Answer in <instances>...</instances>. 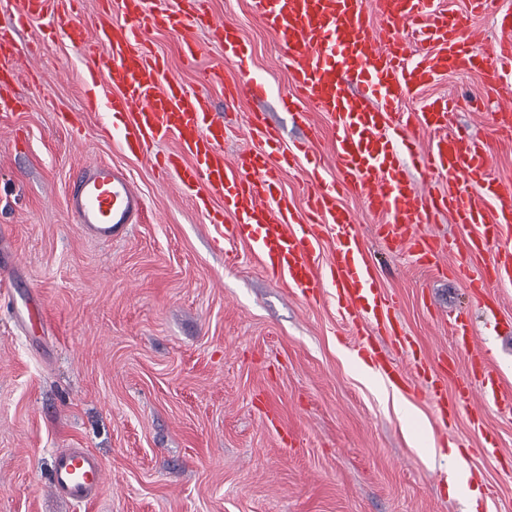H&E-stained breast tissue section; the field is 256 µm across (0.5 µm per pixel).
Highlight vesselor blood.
<instances>
[{"mask_svg": "<svg viewBox=\"0 0 512 512\" xmlns=\"http://www.w3.org/2000/svg\"><path fill=\"white\" fill-rule=\"evenodd\" d=\"M82 3L15 0L10 22L0 25V115L25 107L15 92L17 64L25 54L19 34L33 20L47 18L43 39L64 37L85 60V81L113 89L105 99L85 98V111L111 112L114 131L128 150L148 158L160 174L174 176L185 196L205 205L221 201L212 223L223 225L225 242L250 245L269 280L307 299L332 284L338 310L361 351L391 386L402 387L404 373L373 343L372 330L383 329L401 344L406 337L393 314L396 301L378 288L341 195L360 196L364 208L382 219L378 236L423 267H439L445 251L427 225L446 215L469 227L461 250L468 261L484 263L468 281L483 306L491 304L490 284L512 282V250L495 246L501 233L512 229V193L492 176L486 143L448 133L450 99L427 101L418 112L401 109L410 93L440 76L475 69L495 96L500 131H512V86L506 82L512 76V12L500 9L497 0H469L466 16L432 8L429 0H252L261 25L275 36L294 86L282 97L283 107L313 106L327 120L338 176L326 178L319 167L307 172L312 192L301 217L280 189L281 174L309 155L312 142L272 154L268 147L276 131L264 114L255 113L249 126L257 148L226 157L224 120L212 111L208 96L168 79L164 62L146 46L153 29L180 26L188 34L183 51L190 61L198 49L190 32L207 28L223 44L225 62L207 74V82L223 85L229 101L265 96V83L250 74L245 44L230 23L213 19L209 0H180L175 12L148 10L146 0H107L89 22L80 15ZM473 14L491 15L504 39L486 45L483 32L469 23ZM402 28L416 35L415 45L399 37ZM167 138L175 139L177 150L156 152ZM409 160L422 176H445L447 189L412 192ZM144 207L128 175L112 164L89 162L72 178L68 209L95 239L122 238ZM326 237L333 247L323 268L319 250ZM471 367L472 378L460 381L453 401L512 411V389L483 354H473ZM107 479L88 453L68 449L54 457L51 483L67 499L87 501Z\"/></svg>", "mask_w": 512, "mask_h": 512, "instance_id": "b4317fda", "label": "vessel or blood"}]
</instances>
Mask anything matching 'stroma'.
<instances>
[{
  "mask_svg": "<svg viewBox=\"0 0 512 512\" xmlns=\"http://www.w3.org/2000/svg\"><path fill=\"white\" fill-rule=\"evenodd\" d=\"M211 9L251 49L250 71L269 86L264 99L225 108L223 89L205 79L223 65L224 48L206 30L195 33L191 64L181 30L152 31L150 47L170 78L228 111L225 154L250 146L254 112L265 113L284 149L326 132L322 112L298 118L281 107L289 75L251 0H211ZM42 30L36 21L20 35L39 45L16 83L26 106L0 119V245L11 254L0 297L16 298L15 313L0 310V512H466L465 499L448 494L451 466L422 454V434L459 448L471 487L484 493L481 512H512V415L486 409L479 433L462 405L443 425L410 365L417 356L435 375L448 364L462 373L479 350L512 388V336L498 329L512 321V283L495 286L494 310L478 304L457 269L465 229L431 225L447 252L442 269L427 271L378 240L377 218L359 197L341 198L412 342L392 350L415 411L406 419L352 364L358 345L333 288L314 299L287 293L249 246L220 243L207 211L148 159L101 136L108 117L83 110L81 60ZM34 71L46 72L45 87L32 85ZM485 91L481 74H450L404 109L457 100L449 132L490 143L491 171L512 189V142L497 134ZM61 110L80 115L79 142L59 124ZM18 128L26 141L16 151L9 141ZM91 159L122 168L145 200L139 221L109 244L86 235L67 209L71 178ZM459 312L472 322L468 347L452 334ZM490 440L495 455L479 456ZM68 448L108 472L92 500L70 501L49 486L52 459Z\"/></svg>",
  "mask_w": 512,
  "mask_h": 512,
  "instance_id": "obj_1",
  "label": "stroma"
}]
</instances>
